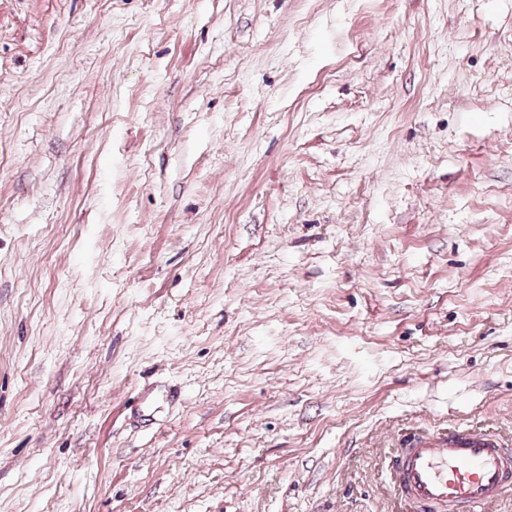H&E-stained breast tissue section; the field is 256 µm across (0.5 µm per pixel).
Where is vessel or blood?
Listing matches in <instances>:
<instances>
[{
    "mask_svg": "<svg viewBox=\"0 0 512 512\" xmlns=\"http://www.w3.org/2000/svg\"><path fill=\"white\" fill-rule=\"evenodd\" d=\"M394 488L418 512H431L437 505L474 512L512 491V450L494 435L466 427L414 433L405 441Z\"/></svg>",
    "mask_w": 512,
    "mask_h": 512,
    "instance_id": "b4317fda",
    "label": "vessel or blood"
}]
</instances>
